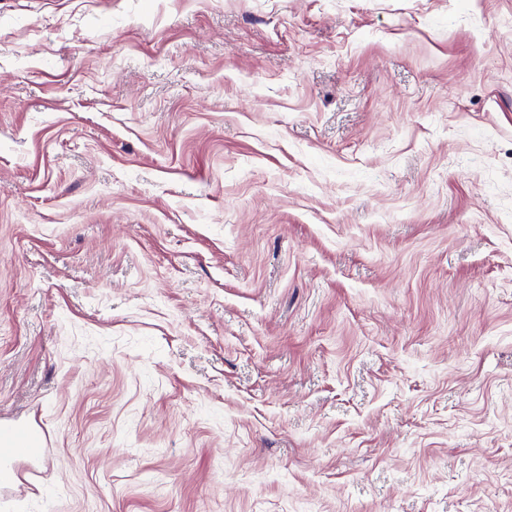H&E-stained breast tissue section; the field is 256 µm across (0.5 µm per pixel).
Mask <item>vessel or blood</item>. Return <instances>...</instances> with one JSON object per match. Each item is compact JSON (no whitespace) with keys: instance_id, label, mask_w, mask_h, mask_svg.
I'll list each match as a JSON object with an SVG mask.
<instances>
[{"instance_id":"1","label":"vessel or blood","mask_w":512,"mask_h":512,"mask_svg":"<svg viewBox=\"0 0 512 512\" xmlns=\"http://www.w3.org/2000/svg\"><path fill=\"white\" fill-rule=\"evenodd\" d=\"M9 431L11 446L0 448V495L4 497L22 491L50 454L35 424L13 422Z\"/></svg>"}]
</instances>
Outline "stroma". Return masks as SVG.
<instances>
[{"instance_id": "35a3bbf8", "label": "stroma", "mask_w": 512, "mask_h": 512, "mask_svg": "<svg viewBox=\"0 0 512 512\" xmlns=\"http://www.w3.org/2000/svg\"><path fill=\"white\" fill-rule=\"evenodd\" d=\"M0 512H512V0H0ZM13 447L0 448V494L9 497L22 491L39 468L51 448L43 442L34 423L13 421L8 425ZM2 468V477H1ZM6 474L3 476V474Z\"/></svg>"}]
</instances>
